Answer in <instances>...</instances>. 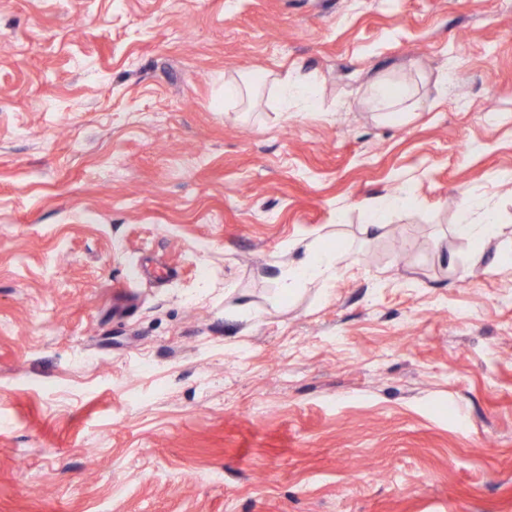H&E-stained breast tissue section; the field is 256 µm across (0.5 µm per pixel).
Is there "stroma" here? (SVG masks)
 Returning <instances> with one entry per match:
<instances>
[{
	"label": "stroma",
	"mask_w": 512,
	"mask_h": 512,
	"mask_svg": "<svg viewBox=\"0 0 512 512\" xmlns=\"http://www.w3.org/2000/svg\"><path fill=\"white\" fill-rule=\"evenodd\" d=\"M506 256L512 0H0V512H512ZM279 86L287 104H293L304 112H313L314 105L306 81L289 73L279 80ZM371 94L374 102L387 112H412L418 108L417 103L410 102L411 97L406 89L399 93H393L387 89L384 82L375 84ZM463 213L462 224H456L454 228V232L459 237L481 240L483 237L494 236L497 233L498 225L495 224L494 212L485 202L466 200ZM347 258L348 252L342 246L311 250L310 258L306 262L288 268L283 278V293L290 294L292 287L298 282L331 279L336 273L337 264Z\"/></svg>",
	"instance_id": "stroma-1"
}]
</instances>
